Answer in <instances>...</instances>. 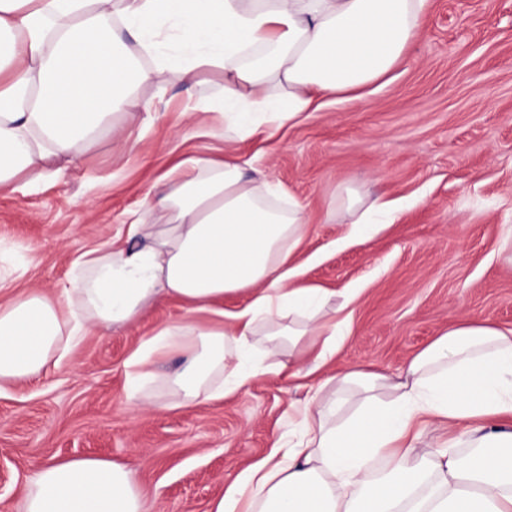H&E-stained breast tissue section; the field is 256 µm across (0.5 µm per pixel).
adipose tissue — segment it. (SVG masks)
Segmentation results:
<instances>
[{
	"label": "adipose tissue",
	"instance_id": "1",
	"mask_svg": "<svg viewBox=\"0 0 512 512\" xmlns=\"http://www.w3.org/2000/svg\"><path fill=\"white\" fill-rule=\"evenodd\" d=\"M428 0H0V194L59 179L100 138L133 150L171 83L218 112L222 160L188 157L149 191L146 212L78 258L60 293L0 301V390L61 368L85 329L134 323L175 298L211 312L245 302L222 324L171 322L125 362L128 400L154 359L177 352L174 411L231 395L287 342L294 362L330 361L351 334L331 294L302 286L294 250L304 204L274 202L235 146L272 138L323 102L358 99L406 57ZM151 89L152 98L142 96ZM357 409L338 419L344 395ZM293 443L247 467L212 512H512V329L463 320L406 365V380L358 368L324 380L298 410ZM467 442L466 453L456 450ZM24 512H148L134 470L101 458L42 466Z\"/></svg>",
	"mask_w": 512,
	"mask_h": 512
}]
</instances>
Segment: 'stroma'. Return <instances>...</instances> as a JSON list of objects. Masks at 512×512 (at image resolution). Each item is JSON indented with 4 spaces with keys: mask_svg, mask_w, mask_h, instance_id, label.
I'll use <instances>...</instances> for the list:
<instances>
[{
    "mask_svg": "<svg viewBox=\"0 0 512 512\" xmlns=\"http://www.w3.org/2000/svg\"><path fill=\"white\" fill-rule=\"evenodd\" d=\"M137 151L101 140L58 182L0 195V300L53 294L82 251L145 210L155 179L178 159L220 156L215 112L183 114V86ZM245 158L307 205L295 254L304 282L356 289L352 334L322 374L351 368L399 379L407 361L460 319L512 327V0H428L408 54L371 94L284 127ZM398 205L364 243L337 247L349 209ZM188 315L169 301L136 322L88 330L61 369L0 391V512H20L28 480L49 462L96 457L134 469L153 512H211L237 475L294 429L290 403L316 376L266 373L232 396L154 409L182 365L171 354L127 404L125 362L140 338Z\"/></svg>",
    "mask_w": 512,
    "mask_h": 512,
    "instance_id": "35a3bbf8",
    "label": "stroma"
}]
</instances>
